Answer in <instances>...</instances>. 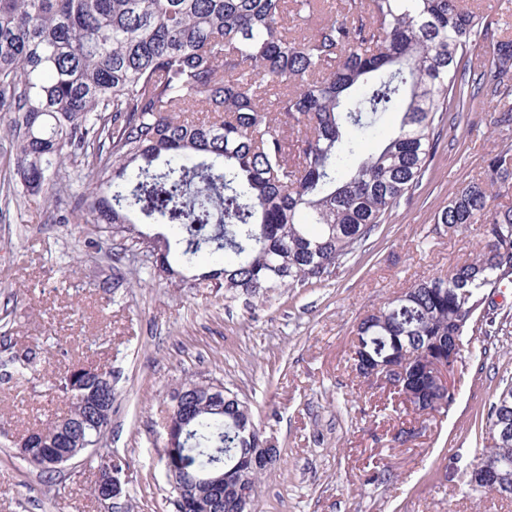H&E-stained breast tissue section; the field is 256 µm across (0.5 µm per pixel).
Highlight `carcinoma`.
<instances>
[{
    "label": "carcinoma",
    "instance_id": "1",
    "mask_svg": "<svg viewBox=\"0 0 512 512\" xmlns=\"http://www.w3.org/2000/svg\"><path fill=\"white\" fill-rule=\"evenodd\" d=\"M489 34L460 0H0V109L13 148L0 214L21 198L59 200L62 222L112 239L113 269L127 244L147 242L155 276L205 282L226 300L322 284L413 197L451 113L512 97V40L496 42L487 71L465 60ZM490 123L505 144L487 180L434 215L455 231L483 226L485 245L354 329L358 377L399 367L397 393L423 414L455 401L431 361L448 357L453 337L490 336L512 316L493 303L512 284V209L491 210L488 194L512 189V107ZM203 260L213 268L200 270ZM100 369L97 380L65 369L53 387L69 412L25 431V459L41 472L55 471L47 445L68 448L78 432L101 442L113 393L112 367ZM37 372L27 354L0 362L1 381ZM92 387L107 413L83 425L93 406L80 395ZM182 388L199 409L186 424L171 418L161 460L173 459L187 489L224 464V502L211 512H238L233 479L260 437L252 409L222 383L190 379L168 394L169 411ZM482 421L477 466L512 485V381Z\"/></svg>",
    "mask_w": 512,
    "mask_h": 512
}]
</instances>
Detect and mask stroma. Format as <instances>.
<instances>
[{
    "mask_svg": "<svg viewBox=\"0 0 512 512\" xmlns=\"http://www.w3.org/2000/svg\"><path fill=\"white\" fill-rule=\"evenodd\" d=\"M492 38L470 47L487 69L497 40L512 38V0H479ZM493 103L478 100L443 131L438 154L410 204L328 282L249 302L154 276L131 249L121 272L74 224L48 221L50 201L31 198L0 219V359L35 356L39 379L0 383V512H173L159 456L170 389L187 378L224 383L245 398L281 457L261 479L255 512H512V500L471 490L467 474L485 450L480 416L512 378V320L496 335H467L449 381L450 409L416 416L352 368L353 327L419 279L441 275L480 250L479 231L453 232L435 213L471 181L485 180L501 147L491 125L470 131ZM109 290H102V283ZM112 365V424L102 452L124 459L123 493L96 501V464L39 474L14 440L30 419L49 421L68 402L50 388L71 365ZM419 434L394 443L401 423Z\"/></svg>",
    "mask_w": 512,
    "mask_h": 512,
    "instance_id": "obj_1",
    "label": "stroma"
}]
</instances>
